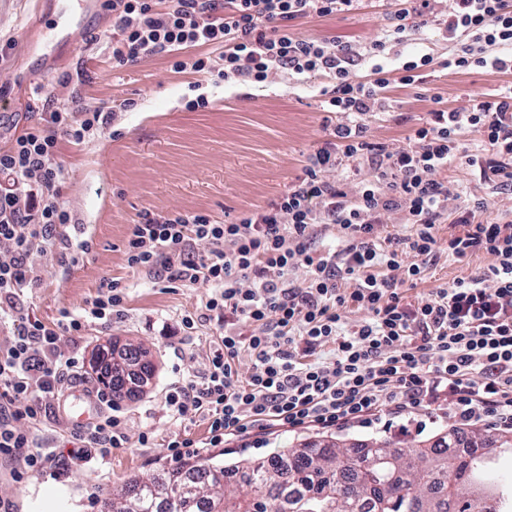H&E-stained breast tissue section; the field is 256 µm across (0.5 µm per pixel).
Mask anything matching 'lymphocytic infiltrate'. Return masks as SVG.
I'll return each mask as SVG.
<instances>
[{"mask_svg":"<svg viewBox=\"0 0 512 512\" xmlns=\"http://www.w3.org/2000/svg\"><path fill=\"white\" fill-rule=\"evenodd\" d=\"M362 0H105L112 13V65L131 67L164 55L173 72L216 75L269 85L282 74L318 78L324 95L320 147L267 206L226 224L204 212L144 210L130 226L129 268L208 295L201 315L182 330L216 321L202 374L175 383L164 408L174 420L201 417L199 443L174 436L171 458L199 456L233 438L273 426L323 429L369 425L382 413L439 411L469 422L492 419L512 429V225L487 220L485 199L468 196L443 172L459 164L493 188L512 191V0H372L388 26L369 46L327 43L293 32L294 23L349 13ZM441 26L460 48L440 68L507 75L470 104L434 108L404 142L375 140L370 123L391 111V83H422L408 61L397 80L378 59L408 25ZM367 74L354 71L363 57ZM116 108H88L79 92L52 101L49 112L0 150V460L16 462L14 481L48 469L51 451L38 441L42 415L61 409L84 366L62 355V337L84 335L120 313L127 288L101 282L79 314L47 324L15 305L40 281L41 257L64 245L69 223L62 201L61 143L82 144L108 125ZM353 177L352 189L341 178ZM398 218L404 236L381 235ZM458 226L448 254L474 250L494 262L479 274L434 289L411 303L400 290L420 278L437 245V227ZM337 230L338 250L316 246L320 229ZM304 267L301 281L290 271ZM364 311L356 325L347 308ZM254 367L241 378L237 360ZM96 417L71 449L74 463L106 458L128 442L112 397L93 390Z\"/></svg>","mask_w":512,"mask_h":512,"instance_id":"obj_1","label":"lymphocytic infiltrate"}]
</instances>
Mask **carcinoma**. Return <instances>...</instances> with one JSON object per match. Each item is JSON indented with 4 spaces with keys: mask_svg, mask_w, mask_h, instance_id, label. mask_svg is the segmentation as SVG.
<instances>
[{
    "mask_svg": "<svg viewBox=\"0 0 512 512\" xmlns=\"http://www.w3.org/2000/svg\"><path fill=\"white\" fill-rule=\"evenodd\" d=\"M512 432L450 427L428 448L307 441L229 465L187 461L130 479L112 512H512V480L485 492Z\"/></svg>",
    "mask_w": 512,
    "mask_h": 512,
    "instance_id": "carcinoma-1",
    "label": "carcinoma"
}]
</instances>
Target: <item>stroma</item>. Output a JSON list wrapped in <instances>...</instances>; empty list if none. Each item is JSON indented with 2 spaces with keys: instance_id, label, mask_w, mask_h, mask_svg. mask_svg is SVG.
<instances>
[{
  "instance_id": "stroma-1",
  "label": "stroma",
  "mask_w": 512,
  "mask_h": 512,
  "mask_svg": "<svg viewBox=\"0 0 512 512\" xmlns=\"http://www.w3.org/2000/svg\"><path fill=\"white\" fill-rule=\"evenodd\" d=\"M111 25L105 8L85 13L79 31L53 13L49 0H0V40L15 45L0 62V142L10 143L47 111V96L63 78L83 70L79 90L89 106L133 100L132 110L116 113L111 124L84 144L62 145L59 159L66 169L62 199L71 220L63 228L77 263L44 259V273L36 287L26 289L19 306L40 320L52 323L62 311L79 312L98 293L103 280L121 279L129 288L121 315L110 324L90 326L80 339L63 337L64 355L89 357L100 344L118 348L136 345L147 351L153 373L146 389L119 398L125 413L130 447L113 449L111 456L83 465L69 457L70 441L79 433L69 415L48 414L43 426L47 446L56 450L55 464L20 483L0 475V497L12 499L18 512H100V501L130 477H148L171 461L164 442L174 434L205 441L201 419L174 422L167 416L164 395L171 384L203 371L209 347L220 334L215 323L203 322L185 334L178 324L186 314L200 313L207 295L203 288H170L144 272L128 268L125 246L137 213L173 208L211 214L224 223L242 212L274 200L297 175L309 153L324 140L320 86L282 75L276 84L260 87L238 80L217 84L198 75L172 73L167 58L153 56L132 68L113 67L112 43L104 38ZM386 20L370 5L353 13L314 18L296 27L301 36L325 42L367 45L379 36ZM70 31L66 41L47 47L48 29ZM450 45L433 29L407 30L393 45L387 64L429 55L447 56ZM499 85L496 74L475 70L467 75L439 69L424 85H391L389 95L402 104L401 112L382 116L371 125L374 138L404 139L414 121L425 117L437 95L444 106L468 104ZM205 96L209 104L187 109L189 100ZM452 225H440L436 253L421 280L401 289L415 303L431 289L466 279L492 262L476 250L457 260L448 255ZM156 436L154 447H137L140 432ZM314 428H272L262 445L237 439L203 452L204 463H231L266 456L295 446Z\"/></svg>"
}]
</instances>
